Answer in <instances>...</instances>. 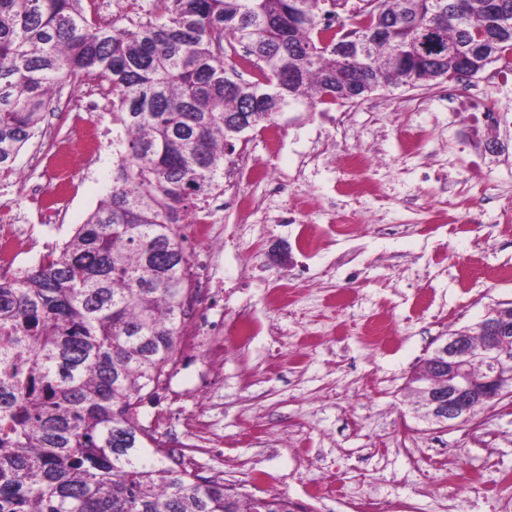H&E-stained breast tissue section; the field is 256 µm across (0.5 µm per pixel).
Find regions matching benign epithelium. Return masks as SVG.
Instances as JSON below:
<instances>
[{"instance_id": "obj_1", "label": "benign epithelium", "mask_w": 512, "mask_h": 512, "mask_svg": "<svg viewBox=\"0 0 512 512\" xmlns=\"http://www.w3.org/2000/svg\"><path fill=\"white\" fill-rule=\"evenodd\" d=\"M483 343L474 347L469 337L450 334L433 349L434 364L448 368V384L428 396L430 421L442 428H458L474 417L491 400L501 397L498 382L502 373L512 367V357L504 345L512 342V308L487 311L480 320ZM480 360L485 379L480 387L470 381L467 361Z\"/></svg>"}]
</instances>
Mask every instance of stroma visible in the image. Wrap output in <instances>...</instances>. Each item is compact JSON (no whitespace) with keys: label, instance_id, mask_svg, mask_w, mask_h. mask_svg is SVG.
<instances>
[{"label":"stroma","instance_id":"obj_1","mask_svg":"<svg viewBox=\"0 0 512 512\" xmlns=\"http://www.w3.org/2000/svg\"><path fill=\"white\" fill-rule=\"evenodd\" d=\"M475 78L392 88L346 105L291 112L278 124L286 144L271 156L263 128L227 156L236 190L255 199L242 214L211 196L189 205L184 223L206 217L224 227V281L205 298L208 318L227 326L241 312L265 330L228 352L214 372L200 350L179 343L165 388L144 402L139 420L155 426L166 451L201 475L256 497L280 494L312 512H360L370 498L395 512H503L512 502V398L446 430L417 417L406 383L439 336L479 321L487 305L512 300V85ZM97 82L66 84L49 106L46 133L36 135L15 166L45 182L28 157L59 147L81 178L54 233L67 240L112 186L115 160L90 154L70 102ZM478 96L509 112L495 133L468 126L458 106ZM422 150L406 154V141ZM348 153L383 157L380 168L353 171ZM272 161L273 181L246 170ZM364 190L348 195L347 185ZM288 185L278 193L277 183ZM292 208L293 224H277ZM471 224L470 233L457 230ZM355 224L349 236H324L312 258L299 254V225ZM291 279L294 303L278 311L269 297ZM355 301L337 305L341 291ZM390 322V343L367 345V326ZM204 411L210 438L184 425ZM341 494L322 496L326 475Z\"/></svg>","mask_w":512,"mask_h":512}]
</instances>
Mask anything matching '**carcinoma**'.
Here are the masks:
<instances>
[{"label":"carcinoma","mask_w":512,"mask_h":512,"mask_svg":"<svg viewBox=\"0 0 512 512\" xmlns=\"http://www.w3.org/2000/svg\"><path fill=\"white\" fill-rule=\"evenodd\" d=\"M84 0H0V168L41 128L56 87L112 91V187L58 251L0 283V512H295L245 496L163 450L139 408L175 363L193 292L180 212L219 191L224 158L258 126L395 85L512 65V0H157L117 30ZM245 49L259 73L241 80ZM444 377L428 359L413 389Z\"/></svg>","instance_id":"obj_1"}]
</instances>
